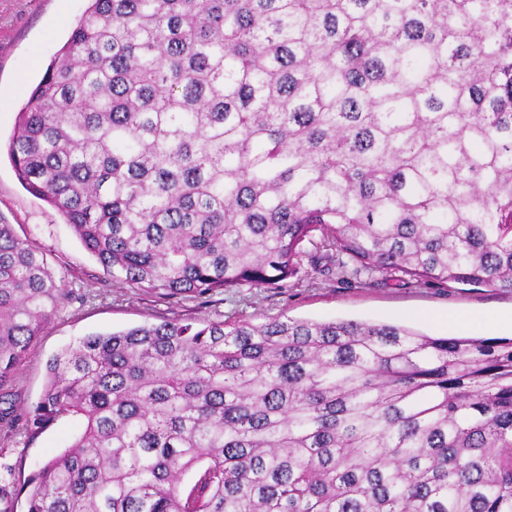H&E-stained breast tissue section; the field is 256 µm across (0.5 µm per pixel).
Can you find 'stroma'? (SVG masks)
<instances>
[{"mask_svg":"<svg viewBox=\"0 0 512 512\" xmlns=\"http://www.w3.org/2000/svg\"><path fill=\"white\" fill-rule=\"evenodd\" d=\"M87 5L88 0H0V219L40 247L56 275L95 295L88 303L73 302L53 315L17 372V402L34 404L46 382L47 361L85 336L183 315L219 320L240 312L257 322L276 317L400 321L421 334L448 337L475 335V322L497 316L501 325L488 330V337L512 338V292L455 282L402 284L389 274L360 283L331 271L325 252L312 248L299 277L282 289L232 288L204 300L179 302L111 289L69 224L21 185L8 158L19 112ZM79 430L77 422L58 421L27 447L12 449L9 461L18 475L29 476L68 448Z\"/></svg>","mask_w":512,"mask_h":512,"instance_id":"obj_1","label":"stroma"}]
</instances>
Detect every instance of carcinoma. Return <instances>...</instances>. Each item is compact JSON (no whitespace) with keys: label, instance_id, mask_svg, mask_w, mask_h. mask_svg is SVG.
Returning a JSON list of instances; mask_svg holds the SVG:
<instances>
[{"label":"carcinoma","instance_id":"cac0c4a2","mask_svg":"<svg viewBox=\"0 0 512 512\" xmlns=\"http://www.w3.org/2000/svg\"><path fill=\"white\" fill-rule=\"evenodd\" d=\"M9 159L112 287L343 278L512 292V0H88ZM75 298L0 222V512H512V339L173 318L17 370ZM80 428L77 422L61 420L37 436L27 447L20 445L11 448L8 459L21 480L36 471L43 462L68 448Z\"/></svg>","mask_w":512,"mask_h":512}]
</instances>
